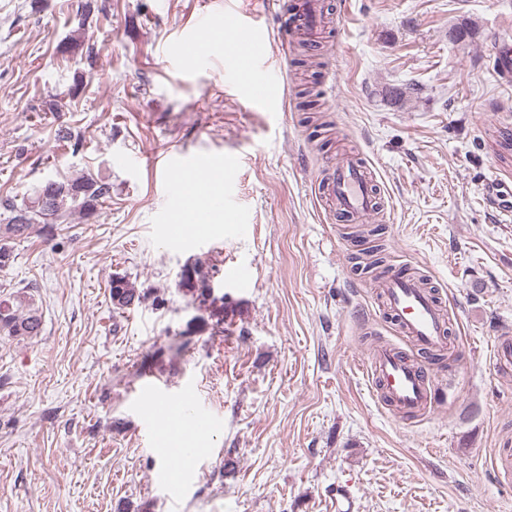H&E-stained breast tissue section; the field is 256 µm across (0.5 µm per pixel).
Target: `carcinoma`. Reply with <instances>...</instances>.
<instances>
[{
    "label": "carcinoma",
    "instance_id": "cac0c4a2",
    "mask_svg": "<svg viewBox=\"0 0 512 512\" xmlns=\"http://www.w3.org/2000/svg\"><path fill=\"white\" fill-rule=\"evenodd\" d=\"M112 185L103 180L81 176L72 180L49 179L37 187L26 200L0 199L5 218L4 238L0 240V271L8 269L15 260L9 240L24 238L33 225H41L48 237L55 236L60 220L78 214L84 218L97 213L101 203L111 197ZM206 274L194 267V275L180 276L179 286L192 302L199 305L215 304L206 296ZM112 304L125 309L141 303L144 295L124 276H114L109 283ZM42 319L34 299L29 294L17 293L0 298V335L12 338H32L41 332Z\"/></svg>",
    "mask_w": 512,
    "mask_h": 512
}]
</instances>
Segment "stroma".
I'll list each match as a JSON object with an SVG mask.
<instances>
[{"instance_id": "obj_1", "label": "stroma", "mask_w": 512, "mask_h": 512, "mask_svg": "<svg viewBox=\"0 0 512 512\" xmlns=\"http://www.w3.org/2000/svg\"><path fill=\"white\" fill-rule=\"evenodd\" d=\"M255 2L0 0V195L84 172L112 184L56 239L36 226L13 240L0 271V297L33 294L43 322L0 336V512H335L340 484L352 512H512V481L490 471L512 448V375L491 359L512 333V222L488 201L512 190L489 138L512 130L495 53L512 0H324L331 22L306 36L280 0L265 19L271 109L225 75L232 37L207 40V22ZM188 35L206 41L200 60L171 54ZM301 41L318 70L295 64ZM305 87L325 127L298 109ZM342 152L374 173L376 241L452 316L458 352L422 417H396L361 369L372 333L400 337L354 267L352 225L318 193ZM198 156L226 165L224 216L177 241L166 226ZM196 263L223 333L179 286ZM115 275L142 304L113 309ZM148 387L208 418L188 450L142 412Z\"/></svg>"}]
</instances>
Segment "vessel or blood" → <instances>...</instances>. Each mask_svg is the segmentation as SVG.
Wrapping results in <instances>:
<instances>
[{"label": "vessel or blood", "instance_id": "1", "mask_svg": "<svg viewBox=\"0 0 512 512\" xmlns=\"http://www.w3.org/2000/svg\"><path fill=\"white\" fill-rule=\"evenodd\" d=\"M231 33L245 50L227 57L225 65L237 78L246 80L248 103L264 106L275 101L277 81L268 77L255 79L266 56V35L260 22L233 18ZM327 203L342 212L350 222L368 223L375 214L378 197L366 164L361 159L343 158L323 179L319 188ZM380 307L398 333L414 345L419 358H411L395 344L375 342L370 350L366 371L377 394L395 412L422 416L438 403L425 356L448 353L452 318L433 289L415 268L388 265L374 277ZM493 357L498 373H512V336L497 337Z\"/></svg>", "mask_w": 512, "mask_h": 512}]
</instances>
